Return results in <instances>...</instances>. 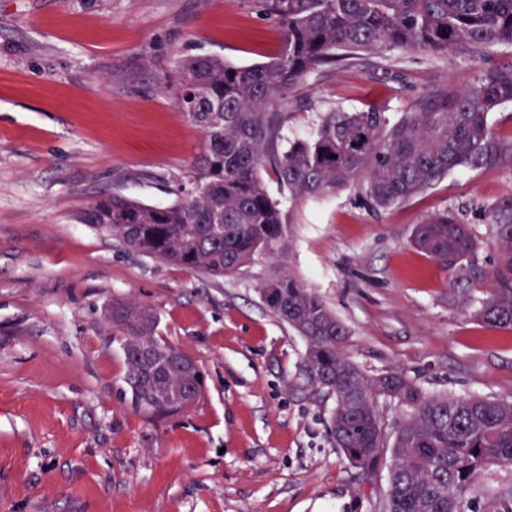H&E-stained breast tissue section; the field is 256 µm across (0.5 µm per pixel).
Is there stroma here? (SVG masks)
I'll list each match as a JSON object with an SVG mask.
<instances>
[{"mask_svg":"<svg viewBox=\"0 0 512 512\" xmlns=\"http://www.w3.org/2000/svg\"><path fill=\"white\" fill-rule=\"evenodd\" d=\"M282 28L264 0H0V512H384L389 468L364 473L337 448L334 396L315 387L306 344L260 284L298 278L348 329L366 374L424 392L512 400V331L470 317L414 228L462 209L487 256L486 208L512 195V154L462 167L373 212L349 185L289 204L284 253L214 277L126 248L77 223L116 191L175 198L203 137L177 108L179 60L268 61ZM512 66V45L477 55H364L284 86L279 149L313 137L335 107L385 108L469 86ZM137 302L205 382L188 410L153 417L125 383L104 308Z\"/></svg>","mask_w":512,"mask_h":512,"instance_id":"1","label":"stroma"}]
</instances>
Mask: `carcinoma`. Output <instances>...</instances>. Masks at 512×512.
Here are the masks:
<instances>
[{
  "label": "carcinoma",
  "instance_id": "obj_1",
  "mask_svg": "<svg viewBox=\"0 0 512 512\" xmlns=\"http://www.w3.org/2000/svg\"><path fill=\"white\" fill-rule=\"evenodd\" d=\"M283 46L271 60L235 66L215 57L179 62L178 109L200 128L204 146L176 199L151 206L107 193L77 220L166 262L228 276L259 255L278 256L292 224L260 177L269 166L296 203L364 183L366 202L386 209L431 187L458 167L481 168L512 152L489 115L512 102V67L478 71L450 97L423 99L392 120L378 107L325 113L310 140L281 152V116L268 111L278 91L328 65L362 54L421 50L475 54L512 45V0H271ZM497 258L452 211L417 225L413 244L448 272V288L484 324L512 329V198L488 211ZM266 307L306 341L312 383L336 397L331 432L363 471L391 456L386 512H456V493H479L492 465L512 467V402L423 392L403 374L368 376L344 351L348 331L323 300L288 273L263 283ZM132 399L157 415L179 413L200 397L199 367L156 336L149 306L112 303ZM404 412L388 440L377 399Z\"/></svg>",
  "mask_w": 512,
  "mask_h": 512
}]
</instances>
